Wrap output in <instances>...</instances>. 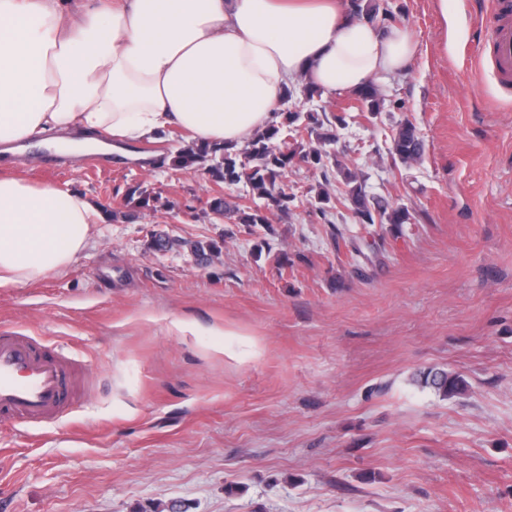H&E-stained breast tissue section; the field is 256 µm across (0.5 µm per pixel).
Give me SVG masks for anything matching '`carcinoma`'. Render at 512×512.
I'll return each mask as SVG.
<instances>
[{
    "instance_id": "obj_1",
    "label": "carcinoma",
    "mask_w": 512,
    "mask_h": 512,
    "mask_svg": "<svg viewBox=\"0 0 512 512\" xmlns=\"http://www.w3.org/2000/svg\"><path fill=\"white\" fill-rule=\"evenodd\" d=\"M357 13L370 20L382 16L392 17L386 8H380L370 0H354ZM357 109L361 112L376 114L384 111L385 99L381 97L373 84L364 86L355 93ZM283 120L262 131L256 132L241 148L192 144L184 146L172 158V166L177 170H208L216 181L225 184L240 182L249 186L253 198L265 200L268 205L281 214L290 210V203L296 199L288 192L284 183L285 173L299 157L304 162L322 170L324 183L309 200L314 212L327 216L331 196L328 190L330 175L340 178L343 189L336 202L345 206L357 223L365 224H409L412 214L406 207H394L382 197L366 193L363 181L358 173L351 171L335 153L322 148V144L334 140L329 127L333 124L345 125L343 115L317 112H284ZM307 137H302L301 132ZM394 160L408 164L422 160L425 143L413 124H400L392 138L390 149ZM209 209L217 215L234 213L238 223L250 226L269 227L273 213L263 212L245 204H230L224 196L215 195L208 202ZM415 383L432 389L442 399L464 393L468 383L463 375L446 371H428L416 378Z\"/></svg>"
}]
</instances>
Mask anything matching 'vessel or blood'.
Listing matches in <instances>:
<instances>
[{"mask_svg":"<svg viewBox=\"0 0 512 512\" xmlns=\"http://www.w3.org/2000/svg\"><path fill=\"white\" fill-rule=\"evenodd\" d=\"M494 37V69L512 85V11L502 0ZM81 368L59 347L15 327L0 328V423L51 424L72 409L80 393Z\"/></svg>","mask_w":512,"mask_h":512,"instance_id":"vessel-or-blood-1","label":"vessel or blood"}]
</instances>
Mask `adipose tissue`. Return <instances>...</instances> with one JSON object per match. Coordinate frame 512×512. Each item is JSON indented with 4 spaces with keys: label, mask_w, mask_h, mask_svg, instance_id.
Returning <instances> with one entry per match:
<instances>
[{
    "label": "adipose tissue",
    "mask_w": 512,
    "mask_h": 512,
    "mask_svg": "<svg viewBox=\"0 0 512 512\" xmlns=\"http://www.w3.org/2000/svg\"><path fill=\"white\" fill-rule=\"evenodd\" d=\"M417 49L352 0H0V162L37 138L77 160L176 129L239 147L286 90L351 93ZM103 220L76 191L0 174V285L66 274Z\"/></svg>",
    "instance_id": "obj_1"
}]
</instances>
